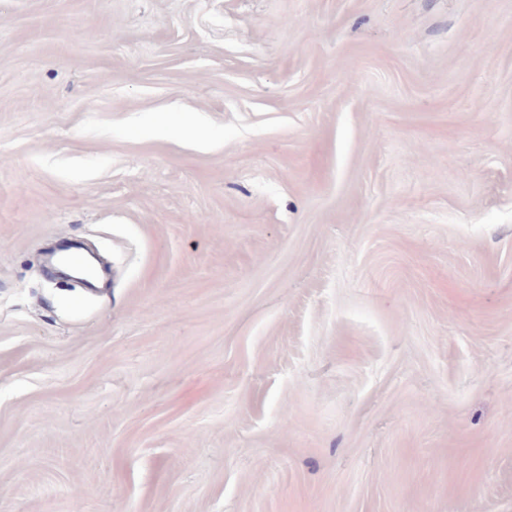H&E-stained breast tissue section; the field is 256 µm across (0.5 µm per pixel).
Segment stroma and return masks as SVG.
<instances>
[{
	"instance_id": "stroma-1",
	"label": "stroma",
	"mask_w": 512,
	"mask_h": 512,
	"mask_svg": "<svg viewBox=\"0 0 512 512\" xmlns=\"http://www.w3.org/2000/svg\"><path fill=\"white\" fill-rule=\"evenodd\" d=\"M0 512H512V0H0Z\"/></svg>"
}]
</instances>
